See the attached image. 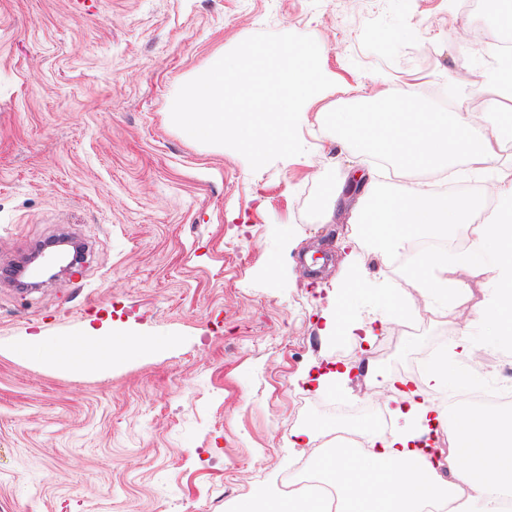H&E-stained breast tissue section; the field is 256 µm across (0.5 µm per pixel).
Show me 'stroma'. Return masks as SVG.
<instances>
[{"label": "stroma", "mask_w": 512, "mask_h": 512, "mask_svg": "<svg viewBox=\"0 0 512 512\" xmlns=\"http://www.w3.org/2000/svg\"><path fill=\"white\" fill-rule=\"evenodd\" d=\"M467 0H0V258L67 233L83 266L44 288L0 285V512H239L308 453L289 447L350 408V428L396 431L381 378L436 337L472 325L414 286L405 247L383 251L335 200L352 156L328 110L383 75L429 103L477 102L476 70L499 49ZM400 38H391L392 30ZM315 39L331 88L299 123L304 154L259 170L203 144L169 115L180 89L248 37ZM362 281L355 316L402 294L407 312L372 346L321 332L336 289ZM143 341L88 375L15 355L33 333L76 336L89 320ZM341 363L335 393L301 380Z\"/></svg>", "instance_id": "stroma-1"}]
</instances>
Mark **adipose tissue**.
<instances>
[{
  "label": "adipose tissue",
  "instance_id": "ef3b65f1",
  "mask_svg": "<svg viewBox=\"0 0 512 512\" xmlns=\"http://www.w3.org/2000/svg\"><path fill=\"white\" fill-rule=\"evenodd\" d=\"M488 82L482 109L475 113L415 100L380 78L366 107L336 109L328 113L327 123L352 151L410 173L447 172L462 164L480 173L494 163L499 147L512 143V56L499 64ZM490 195L498 202L497 216L477 226L473 216L478 203L468 195L441 194L423 186L391 197L370 179L353 214L367 236L387 247L471 226L468 250L421 255L419 267L425 276L416 282L424 293L454 306L470 298L464 275L491 282L489 297L473 308L476 322L487 329L486 341L478 345L461 335L451 348L455 359L474 360L482 346L512 348L511 165L497 169ZM77 340L92 350L93 367L142 347L136 338L91 325ZM459 385L447 363L432 364L422 388L396 392V413L404 422L398 433L370 434L365 452L338 447L315 457L311 468L335 489V508H328L315 493L286 497L266 489L252 501L249 512H422L430 498L455 503V512H503L504 498L512 497V415H454L430 405L428 389Z\"/></svg>",
  "mask_w": 512,
  "mask_h": 512
}]
</instances>
